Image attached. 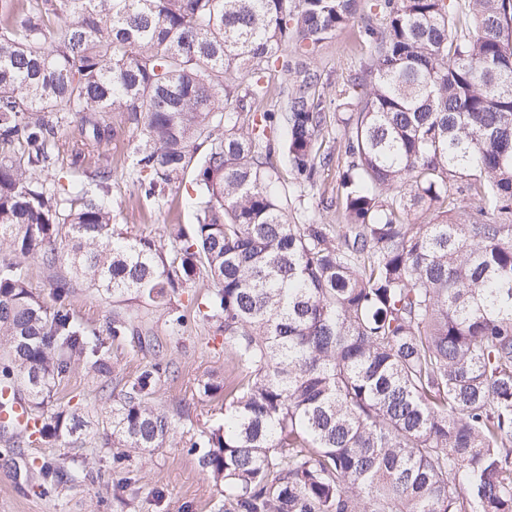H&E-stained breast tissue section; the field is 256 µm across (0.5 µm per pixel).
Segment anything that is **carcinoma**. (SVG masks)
Wrapping results in <instances>:
<instances>
[{
  "label": "carcinoma",
  "instance_id": "cac0c4a2",
  "mask_svg": "<svg viewBox=\"0 0 512 512\" xmlns=\"http://www.w3.org/2000/svg\"><path fill=\"white\" fill-rule=\"evenodd\" d=\"M357 4L0 0V142L26 155L0 157V386L27 403L28 443L87 431L80 407L45 408L72 364L105 373L113 347L153 335L124 305L179 324L180 291L204 278L229 364L202 382L224 420L189 450L228 512H512V0H371L382 22L336 89L353 107L336 117L341 193L317 202L341 223L324 224L299 208L333 155L323 75L291 55ZM275 75L277 108L261 110ZM116 112L143 122L146 196L191 174L196 217L172 255L117 230L105 194L42 179L67 115L94 148ZM75 282L112 302L109 339L71 313ZM166 373L154 363L112 395L114 462L174 441L154 404ZM32 469L43 492L77 479L62 459ZM25 265L29 270V283L32 289L41 293L49 305H54L53 278L37 260L28 259Z\"/></svg>",
  "mask_w": 512,
  "mask_h": 512
}]
</instances>
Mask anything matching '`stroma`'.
<instances>
[{"label":"stroma","mask_w":512,"mask_h":512,"mask_svg":"<svg viewBox=\"0 0 512 512\" xmlns=\"http://www.w3.org/2000/svg\"><path fill=\"white\" fill-rule=\"evenodd\" d=\"M369 6V0H359L355 19L323 43L309 60L311 67L323 71L329 87L343 84L360 69V30ZM112 121L120 136L100 149L86 150L77 160L67 149L60 151L48 177L54 180L62 176L87 186L96 171L111 168L107 191L115 224L172 251V225L193 223L196 210L182 191L145 196L131 164L141 127L118 114ZM207 290V281L200 279L181 294L180 306L186 315L183 325L173 326L164 311L150 312L152 335L127 337L113 349L110 377L94 374L85 362L75 363L55 397L56 404L71 402L85 408L90 421L102 426L111 404L106 387L134 378L145 366L165 363L169 375L158 386L155 403L169 412L183 409L177 446L137 454L131 470L126 471L113 463L111 449L103 447L94 434L78 444L44 447L28 444L14 431L0 430V512H217L224 497L201 467L198 454L187 446L197 427L224 417L221 400L206 397L199 390L201 381L223 380L228 359L222 333L197 310ZM70 303L79 320L106 333L111 303L87 288L75 289ZM58 457L64 458L68 469L78 472L79 478L62 491L41 492L30 464L36 459Z\"/></svg>","instance_id":"1"}]
</instances>
